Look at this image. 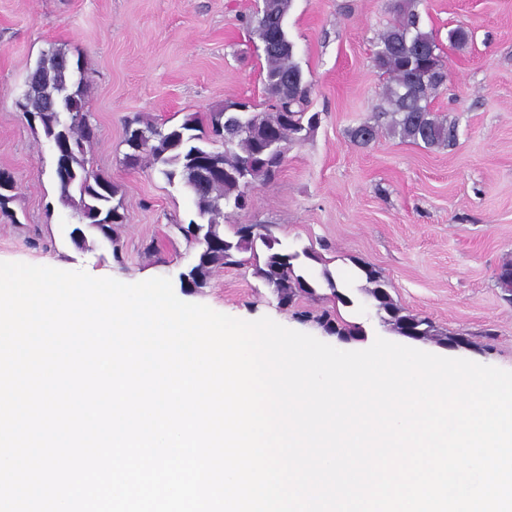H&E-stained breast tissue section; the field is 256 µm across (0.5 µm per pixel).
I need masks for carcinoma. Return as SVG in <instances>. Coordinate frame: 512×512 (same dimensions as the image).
<instances>
[{
    "label": "carcinoma",
    "instance_id": "obj_1",
    "mask_svg": "<svg viewBox=\"0 0 512 512\" xmlns=\"http://www.w3.org/2000/svg\"><path fill=\"white\" fill-rule=\"evenodd\" d=\"M416 0H396V17L378 38L373 65L387 74L383 105L373 121L350 131L355 144L368 146L386 133L426 148L451 147L458 139V126L441 119L431 109L433 97L447 78L446 63L439 54L435 34L425 31L415 11ZM292 0H262L249 19L251 33L262 44L266 61L265 92L270 101L266 112H251L245 102H231L218 112L206 116L207 129L195 133L199 118L190 115L177 126L160 129L150 123L126 129V161L136 165L143 160L160 166L168 183L179 182L190 190L198 220L180 227L190 241L210 239L214 245L200 249L194 264L187 270L193 287H204L212 271L224 265L241 263L238 255L251 253L255 274L274 288L278 305L288 307L302 295H314L316 282L299 273L296 261L308 252H290L278 246L269 234L255 233L243 240L239 235L224 236L217 221L222 208L242 210L247 205V189L255 182L271 179L281 167L285 147L305 139L316 124V114L308 112L310 86L294 61V43L288 38L284 22ZM74 67L61 51L43 55L30 71L23 98L29 113L36 115L48 139L69 144L66 152L56 156L55 178L61 201L71 206L77 225L70 234L95 229L103 238L112 239V225L123 222L122 202L114 201L118 193L112 181L90 172L85 166V146L95 135L89 122L76 126L73 113L87 110L88 91L82 81L73 80ZM280 149H269L271 139ZM224 141V152L210 150L205 142ZM215 156L223 176L209 178L199 168V157ZM13 177L0 171V213L11 214L9 204L15 198ZM372 298L379 299L376 313L381 323L392 329L408 322L419 336H436L438 331L427 317L411 314L386 291L380 273L366 263L358 264ZM320 325L334 328L344 336H362L356 323L334 319L326 314Z\"/></svg>",
    "mask_w": 512,
    "mask_h": 512
}]
</instances>
